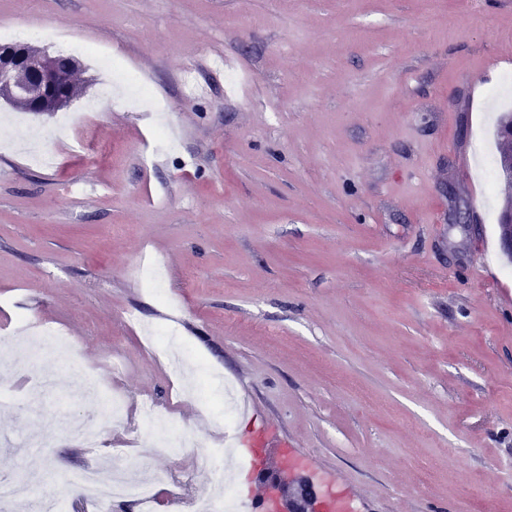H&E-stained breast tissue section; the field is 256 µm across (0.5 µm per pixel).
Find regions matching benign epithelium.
Returning a JSON list of instances; mask_svg holds the SVG:
<instances>
[{
  "mask_svg": "<svg viewBox=\"0 0 512 512\" xmlns=\"http://www.w3.org/2000/svg\"><path fill=\"white\" fill-rule=\"evenodd\" d=\"M77 69L79 62L70 56L28 42L1 43L0 101L35 114L59 112L73 100L68 77ZM498 234L502 253L512 256V203L501 211ZM258 478L266 489L265 512H338L336 500L318 494L292 465L272 471L262 466Z\"/></svg>",
  "mask_w": 512,
  "mask_h": 512,
  "instance_id": "obj_1",
  "label": "benign epithelium"
}]
</instances>
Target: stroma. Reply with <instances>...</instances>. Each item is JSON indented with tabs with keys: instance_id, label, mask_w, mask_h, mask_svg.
<instances>
[{
	"instance_id": "35a3bbf8",
	"label": "stroma",
	"mask_w": 512,
	"mask_h": 512,
	"mask_svg": "<svg viewBox=\"0 0 512 512\" xmlns=\"http://www.w3.org/2000/svg\"><path fill=\"white\" fill-rule=\"evenodd\" d=\"M23 27L89 50L78 125L0 104V339L24 319L62 330L129 417L115 427L69 397L53 354L7 365L0 429L57 434L40 455L0 447V476L28 487L13 512L46 497L139 512L70 483L126 456L138 478L164 471L204 495L246 422L203 415L188 393L200 366L255 411L264 462L353 512H512V264L496 234L512 186L486 168L512 112V94L491 95L512 74V0H0V29ZM99 52L167 104L175 145L152 163L130 136L143 111L112 95ZM204 56L236 61L247 92L199 71ZM30 128L50 131L53 166L14 149ZM453 200L472 223L449 224ZM143 257L178 305L141 283ZM143 322L177 327L182 371ZM145 402L195 447L156 448ZM72 416L99 447L60 432Z\"/></svg>"
}]
</instances>
